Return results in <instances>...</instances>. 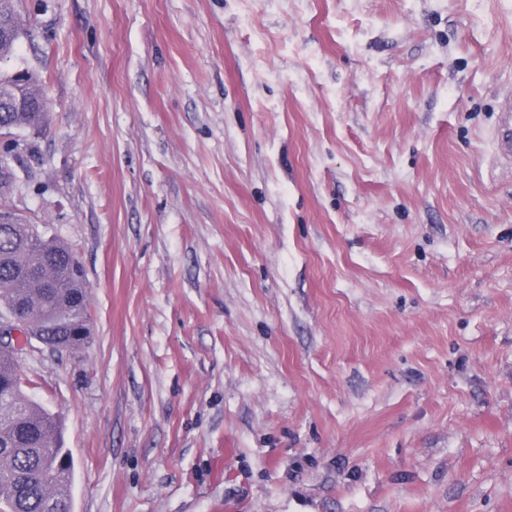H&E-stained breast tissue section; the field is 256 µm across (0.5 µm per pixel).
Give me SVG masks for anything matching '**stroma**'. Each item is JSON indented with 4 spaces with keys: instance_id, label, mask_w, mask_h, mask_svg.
<instances>
[{
    "instance_id": "obj_1",
    "label": "stroma",
    "mask_w": 512,
    "mask_h": 512,
    "mask_svg": "<svg viewBox=\"0 0 512 512\" xmlns=\"http://www.w3.org/2000/svg\"><path fill=\"white\" fill-rule=\"evenodd\" d=\"M31 343L73 512H512V0H15ZM9 75L13 80H22L19 83H22L28 76L26 79L27 84L25 86H20L12 79L0 75L1 101L16 98L18 91L25 99L32 100L34 104L30 109L16 110L14 112H8L9 108L1 107L0 124L1 122H4L6 125L11 126L12 129L22 130L41 128L45 125L49 104L43 84L40 82L37 75L29 69L14 70ZM494 131L496 156L501 166L512 171V97L501 103ZM14 217L0 209V308L22 307V320L43 346L77 349L90 336L84 266L71 247Z\"/></svg>"
}]
</instances>
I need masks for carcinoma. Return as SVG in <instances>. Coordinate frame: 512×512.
Here are the masks:
<instances>
[{"instance_id":"carcinoma-1","label":"carcinoma","mask_w":512,"mask_h":512,"mask_svg":"<svg viewBox=\"0 0 512 512\" xmlns=\"http://www.w3.org/2000/svg\"><path fill=\"white\" fill-rule=\"evenodd\" d=\"M16 34L0 36V62L15 55L21 26L13 0H0ZM26 85L0 75V99L22 95L33 107L0 112V123L30 130L45 125L48 99L37 75L26 70ZM20 306L28 331L57 351L77 349L90 336L86 271L73 249L33 232L16 220L0 223V307ZM0 403L15 416L0 419V512H72V500L56 487L73 483L75 466L61 447L58 417L25 390L16 351L0 347Z\"/></svg>"}]
</instances>
